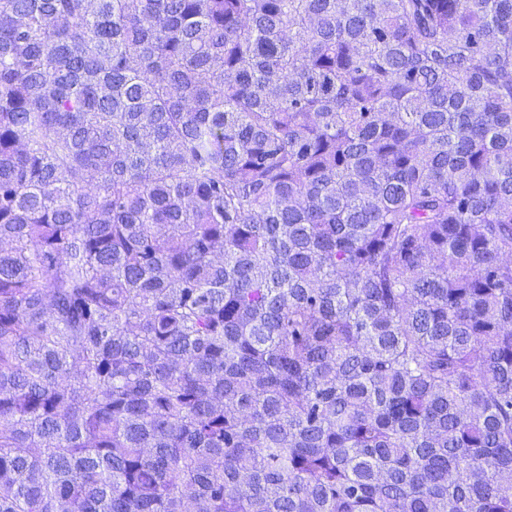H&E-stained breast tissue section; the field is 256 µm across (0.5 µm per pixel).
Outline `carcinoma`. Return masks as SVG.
<instances>
[{
  "instance_id": "1",
  "label": "carcinoma",
  "mask_w": 512,
  "mask_h": 512,
  "mask_svg": "<svg viewBox=\"0 0 512 512\" xmlns=\"http://www.w3.org/2000/svg\"><path fill=\"white\" fill-rule=\"evenodd\" d=\"M0 512H512V0H0Z\"/></svg>"
}]
</instances>
